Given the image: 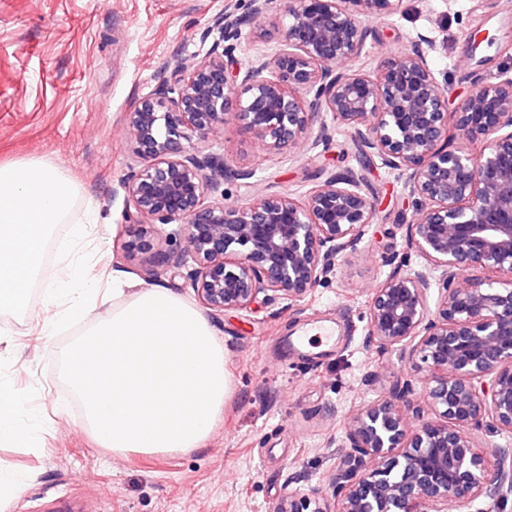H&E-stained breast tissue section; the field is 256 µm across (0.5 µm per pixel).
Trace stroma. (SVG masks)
Instances as JSON below:
<instances>
[{
    "label": "stroma",
    "instance_id": "obj_1",
    "mask_svg": "<svg viewBox=\"0 0 512 512\" xmlns=\"http://www.w3.org/2000/svg\"><path fill=\"white\" fill-rule=\"evenodd\" d=\"M249 0H0V163L36 158L78 184L70 221L93 222L86 246L96 274L145 282L146 258L125 253L126 204L116 188L134 158L125 115L152 91L167 61L202 60L225 4ZM375 31L359 67L409 48L417 34L437 45L430 58L459 96L476 83L512 78V0H401L369 17ZM481 29L494 43L472 48ZM328 150L266 151L228 121L210 151L253 169L252 194L302 193L332 173L354 170L376 217L356 249L304 300L278 299L250 312H209L224 344L230 390L205 447L168 455L115 456L83 431L81 417L55 404L67 394L59 359L70 334L40 336L0 314L10 349L0 379L25 396L37 436L31 447L0 442V459L26 475L10 512H275L289 495L333 500L331 475L347 455L349 412L411 380L416 400L430 385L408 350L377 354L367 341L368 300L394 266L419 269L396 219L406 210L403 172L364 158L347 129ZM375 384L364 378L373 370Z\"/></svg>",
    "mask_w": 512,
    "mask_h": 512
}]
</instances>
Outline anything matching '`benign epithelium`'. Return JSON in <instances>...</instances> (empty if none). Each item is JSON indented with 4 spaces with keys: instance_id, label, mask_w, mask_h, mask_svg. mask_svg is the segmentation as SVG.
<instances>
[{
    "instance_id": "benign-epithelium-1",
    "label": "benign epithelium",
    "mask_w": 512,
    "mask_h": 512,
    "mask_svg": "<svg viewBox=\"0 0 512 512\" xmlns=\"http://www.w3.org/2000/svg\"><path fill=\"white\" fill-rule=\"evenodd\" d=\"M398 2L290 0L283 23L272 0H250L244 14L227 5L207 59L167 63L127 113L138 161L119 184L132 220L125 248L148 255L150 279L185 272L215 312L305 298L363 239L374 205L352 170L302 195L229 202L224 184L249 188L254 172L193 139L232 118L269 151L314 150L342 126L365 154L408 172L406 242L428 266H396L372 290L368 342L410 347L433 385L422 405L403 380L349 415L351 451L331 482L337 510L290 496L275 512H448L477 500V512H512V448L474 439L486 424L512 431V79L457 100L422 33L372 72L350 66L372 35L361 16ZM252 28L268 50L242 64ZM455 138L476 148L452 149ZM172 224L160 239L158 227Z\"/></svg>"
}]
</instances>
